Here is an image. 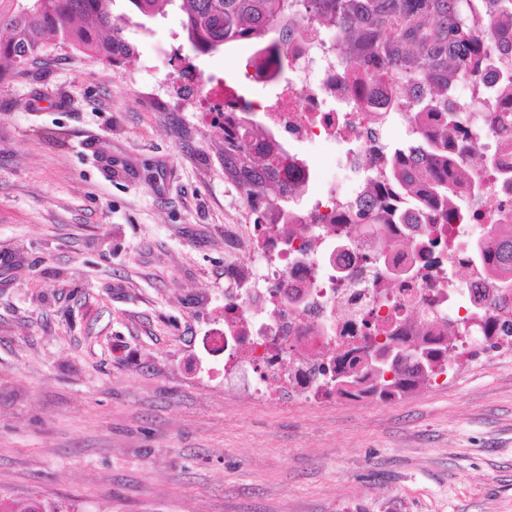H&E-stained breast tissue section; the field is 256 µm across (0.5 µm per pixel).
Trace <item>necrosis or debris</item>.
<instances>
[{
	"label": "necrosis or debris",
	"instance_id": "obj_1",
	"mask_svg": "<svg viewBox=\"0 0 512 512\" xmlns=\"http://www.w3.org/2000/svg\"><path fill=\"white\" fill-rule=\"evenodd\" d=\"M289 55L302 64L294 68L280 97L272 103L257 99L253 105L265 126L288 139L281 161L290 181L326 185V194L313 211L326 232L302 252L283 250L274 237L253 250L250 267L239 270L234 286L224 290L223 328L202 343L210 355L223 357L225 389L246 398L293 394L314 403L324 396L321 385L283 387L279 376L287 353L324 355L337 338L363 344L370 325L381 321L405 336L421 329L444 333L448 317L488 310L480 298L486 280L475 274L460 282L453 272L466 266L474 242L487 237L491 222L449 224L448 233L457 246L434 258L427 279L378 287L373 269L357 261L371 251V241L361 239L356 249L344 254L334 233L337 203L355 198L357 189H343L335 174L300 157L295 146L350 143L345 167L354 174L376 165L387 149L390 129L380 127L377 140L368 138L374 115L353 111L352 84L333 40L303 36L290 44ZM456 96L472 105L465 122L477 153L494 155L512 167V142L498 132L499 120L512 118V99L483 102L465 82L457 86Z\"/></svg>",
	"mask_w": 512,
	"mask_h": 512
}]
</instances>
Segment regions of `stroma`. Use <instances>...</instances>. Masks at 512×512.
<instances>
[{
    "label": "stroma",
    "instance_id": "1",
    "mask_svg": "<svg viewBox=\"0 0 512 512\" xmlns=\"http://www.w3.org/2000/svg\"><path fill=\"white\" fill-rule=\"evenodd\" d=\"M105 65L46 48L0 82V499L69 512H512V351L390 400L243 399L224 325L250 204L186 66L183 15Z\"/></svg>",
    "mask_w": 512,
    "mask_h": 512
}]
</instances>
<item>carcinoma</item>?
Wrapping results in <instances>:
<instances>
[{"instance_id":"1","label":"carcinoma","mask_w":512,"mask_h":512,"mask_svg":"<svg viewBox=\"0 0 512 512\" xmlns=\"http://www.w3.org/2000/svg\"><path fill=\"white\" fill-rule=\"evenodd\" d=\"M140 17H163L170 6L184 13L183 30L193 51L219 52L250 41L262 56L282 71L288 60L291 37L324 26L341 37L338 52L346 68L364 71L354 77L353 94L358 112H394L408 115L412 141L388 150L381 164L358 176L369 188L368 198L346 203L348 224H363L371 237L392 240L396 224H437L421 253L449 251L454 241L441 225L452 215L477 221L485 207L482 173L496 171L504 183L512 182V169L487 158L472 162L474 147L464 127L465 107L455 99V83L467 80L478 96L489 97L482 79L493 71L499 87L512 93V59L502 42L512 39V0H128ZM114 0H0V81L27 64L20 51L35 59L48 44L84 50L110 65L130 57L134 46L123 36L113 17ZM235 123L224 116V173L245 191L254 223L294 224L297 209L289 202L302 189L283 182L271 166L272 133L255 119L244 94ZM273 190L286 206L267 208L263 199ZM383 248L362 256L388 281L418 276L387 273L381 262ZM472 260L494 277L500 288L491 299L502 307L512 302V223L498 225L497 236L481 239ZM467 318L448 327L446 336L386 337L398 340L406 353L392 362L386 378L378 364L368 360L370 347L346 350L317 368L325 393L340 396H378L393 399L435 379L444 363L453 359L450 336L468 333ZM0 512H60L33 502L23 508L0 500Z\"/></svg>"}]
</instances>
